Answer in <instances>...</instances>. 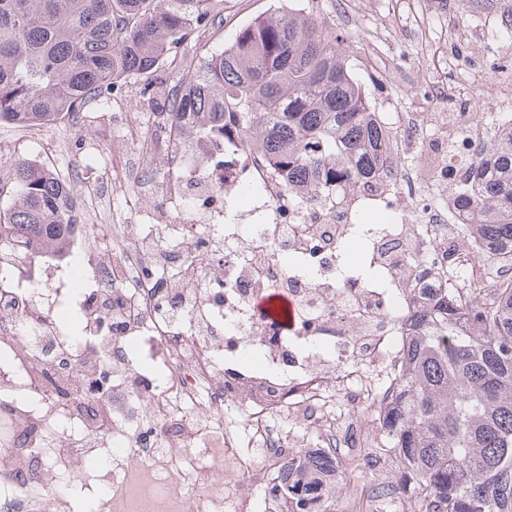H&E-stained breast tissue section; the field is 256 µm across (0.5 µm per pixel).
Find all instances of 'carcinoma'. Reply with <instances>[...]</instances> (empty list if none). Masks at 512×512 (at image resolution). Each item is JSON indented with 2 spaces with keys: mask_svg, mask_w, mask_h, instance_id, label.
<instances>
[{
  "mask_svg": "<svg viewBox=\"0 0 512 512\" xmlns=\"http://www.w3.org/2000/svg\"><path fill=\"white\" fill-rule=\"evenodd\" d=\"M224 15L214 0H0V123L45 127L82 111L129 78L150 81L178 61L181 93L168 116L188 134L236 132L311 199L330 177L356 192L387 152L382 117L355 72L349 38L315 0H282L245 23L224 49L188 56L184 45ZM470 117L496 128L485 155L453 187L474 200L448 270L463 275L464 248L512 272V113ZM11 191L0 241L34 256L63 257L72 233L71 182L35 161L0 178ZM402 377L383 410L385 447L407 493L406 512H512V278L491 297L457 304L424 282L420 265ZM281 475L309 512H327L336 462L312 448Z\"/></svg>",
  "mask_w": 512,
  "mask_h": 512,
  "instance_id": "1",
  "label": "carcinoma"
}]
</instances>
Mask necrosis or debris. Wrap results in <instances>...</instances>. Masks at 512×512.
I'll use <instances>...</instances> for the list:
<instances>
[{
  "mask_svg": "<svg viewBox=\"0 0 512 512\" xmlns=\"http://www.w3.org/2000/svg\"><path fill=\"white\" fill-rule=\"evenodd\" d=\"M387 126L384 164L348 197L393 216L363 232L362 259L381 270L380 283L348 266L321 232L342 240L355 232L335 182L321 185L319 203L299 204L236 134L187 136L173 124L163 127L165 158L141 139L114 170L128 199L112 215L111 257L88 248L99 199L76 184L82 204L70 246L83 253L91 287L70 297L34 287L25 275L33 257L15 246L1 252L12 274L0 277V512H71L65 485L78 477L99 491L93 512H231L300 445L269 435L268 411L325 432L335 398L386 405L414 307L408 264L427 258L431 278L460 294L444 275L460 237L452 187L492 135L482 123L452 122L440 141L424 114L398 108ZM310 224L314 235L289 236ZM298 255L307 267L287 268L285 258ZM270 288L294 302L290 323L259 313ZM357 298L371 318L351 312ZM64 305L78 310L81 335L64 332L56 314ZM247 402L253 451L244 457L227 412Z\"/></svg>",
  "mask_w": 512,
  "mask_h": 512,
  "instance_id": "obj_1",
  "label": "necrosis or debris"
}]
</instances>
